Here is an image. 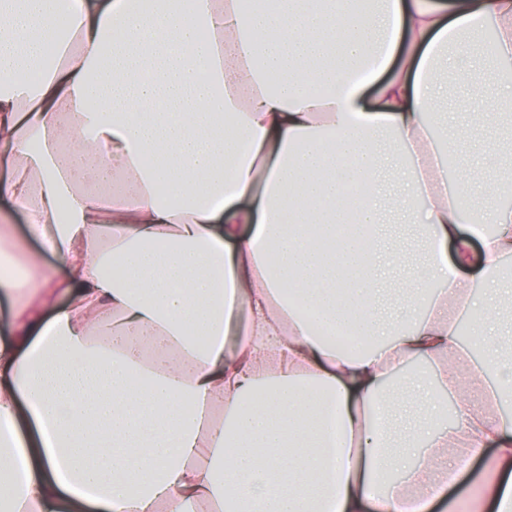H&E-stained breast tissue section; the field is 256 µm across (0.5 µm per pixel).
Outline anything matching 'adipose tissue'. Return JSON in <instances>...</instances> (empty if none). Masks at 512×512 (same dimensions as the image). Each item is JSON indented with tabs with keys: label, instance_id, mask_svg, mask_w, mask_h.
I'll return each instance as SVG.
<instances>
[{
	"label": "adipose tissue",
	"instance_id": "adipose-tissue-1",
	"mask_svg": "<svg viewBox=\"0 0 512 512\" xmlns=\"http://www.w3.org/2000/svg\"><path fill=\"white\" fill-rule=\"evenodd\" d=\"M360 4L0 0V196L69 271L0 216L25 269L0 273V512H428L449 463L489 449L448 512H512L492 329L512 209L488 142L512 83L486 78L512 63V0ZM444 66L478 116L464 148L433 118ZM386 166L429 255L387 319L383 204L344 190Z\"/></svg>",
	"mask_w": 512,
	"mask_h": 512
}]
</instances>
